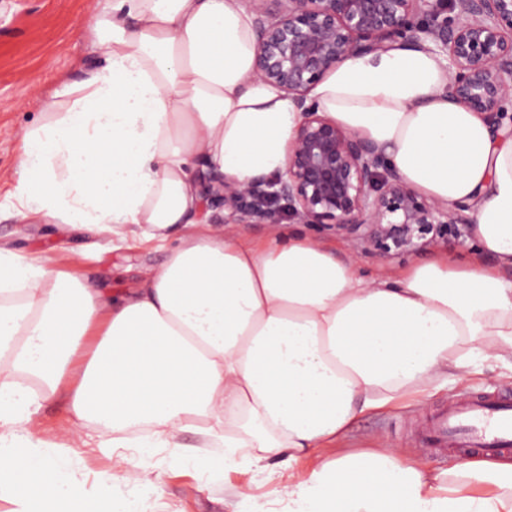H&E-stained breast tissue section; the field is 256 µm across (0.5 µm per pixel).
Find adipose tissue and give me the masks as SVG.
I'll list each match as a JSON object with an SVG mask.
<instances>
[{
  "instance_id": "1",
  "label": "adipose tissue",
  "mask_w": 512,
  "mask_h": 512,
  "mask_svg": "<svg viewBox=\"0 0 512 512\" xmlns=\"http://www.w3.org/2000/svg\"><path fill=\"white\" fill-rule=\"evenodd\" d=\"M103 64L41 102L22 134L16 211L114 234L147 226L165 248L141 288L114 298L46 256L0 249V499L11 512H102L66 452L41 453L34 417L65 394L109 448H176L195 430L228 465L289 467L281 495L247 512H512V458L445 473L384 446L308 473L360 416L457 382L477 362L512 372V277L438 258L364 275L319 241L257 246L193 231L199 179L281 174L301 114L253 75L242 0H105L86 27ZM427 43L333 69L311 99L361 133L421 194L473 208L477 250L512 267V136L445 93ZM183 225L176 245L168 239Z\"/></svg>"
}]
</instances>
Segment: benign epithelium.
<instances>
[{
  "label": "benign epithelium",
  "instance_id": "7a95c632",
  "mask_svg": "<svg viewBox=\"0 0 512 512\" xmlns=\"http://www.w3.org/2000/svg\"><path fill=\"white\" fill-rule=\"evenodd\" d=\"M257 33L255 75L301 111L286 167L271 180L200 181L203 210L224 223L291 220L351 239L381 255L437 238L462 246L472 207L419 194L366 137L310 102L311 90L346 60L395 42H427L447 62L446 92L492 132L512 135V0H247Z\"/></svg>",
  "mask_w": 512,
  "mask_h": 512
}]
</instances>
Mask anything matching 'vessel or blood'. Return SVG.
Instances as JSON below:
<instances>
[{
	"mask_svg": "<svg viewBox=\"0 0 512 512\" xmlns=\"http://www.w3.org/2000/svg\"><path fill=\"white\" fill-rule=\"evenodd\" d=\"M426 441L436 458L449 449L495 452L512 446V392L470 394L432 414Z\"/></svg>",
	"mask_w": 512,
	"mask_h": 512,
	"instance_id": "vessel-or-blood-1",
	"label": "vessel or blood"
}]
</instances>
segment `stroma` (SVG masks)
Instances as JSON below:
<instances>
[{
    "instance_id": "stroma-1",
    "label": "stroma",
    "mask_w": 512,
    "mask_h": 512,
    "mask_svg": "<svg viewBox=\"0 0 512 512\" xmlns=\"http://www.w3.org/2000/svg\"><path fill=\"white\" fill-rule=\"evenodd\" d=\"M95 6L96 0H0V248L51 256L54 269L84 277L105 294L128 296L141 287L147 271L164 259L163 251L144 239L139 228L128 226L126 240L118 241L82 224L39 220L22 228L13 211L20 137L25 129L40 123L41 97L62 82L85 79L100 64L85 31ZM324 241L341 257L357 262L367 275L396 272L437 254L456 252L441 240L420 252L381 257L359 252L340 236L328 235ZM508 388L512 389V379H501L497 369L482 366L452 389L359 417L340 447L390 444L430 469L448 470L455 465V457L440 464L420 447L415 431L421 416L464 393ZM73 429L74 417L64 395L42 402L36 430L46 444L68 446L74 474L86 492L95 493L99 473L111 472L113 506L130 501L136 512H238L242 489L272 500L288 479L287 472L280 470L218 466L219 449L202 447L200 435L192 432L181 435L176 449L111 450L99 445L111 436L103 426L86 428L89 443L84 447L73 446ZM136 461L150 472V486L141 488L127 481L126 473Z\"/></svg>"
}]
</instances>
